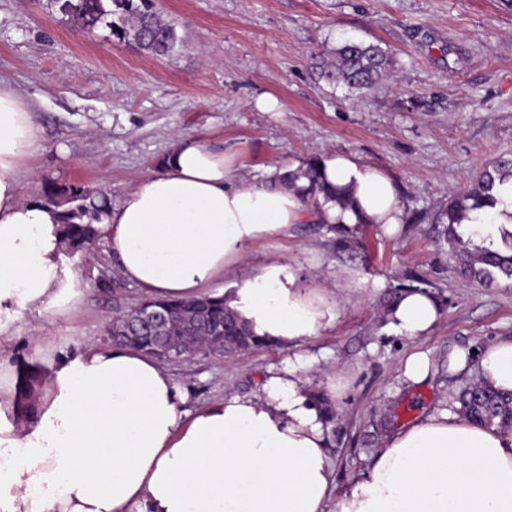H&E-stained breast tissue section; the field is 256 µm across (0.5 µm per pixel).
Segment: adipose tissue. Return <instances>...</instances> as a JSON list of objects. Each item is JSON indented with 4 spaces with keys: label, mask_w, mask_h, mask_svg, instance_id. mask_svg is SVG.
<instances>
[{
    "label": "adipose tissue",
    "mask_w": 512,
    "mask_h": 512,
    "mask_svg": "<svg viewBox=\"0 0 512 512\" xmlns=\"http://www.w3.org/2000/svg\"><path fill=\"white\" fill-rule=\"evenodd\" d=\"M39 148L26 102L0 81V335L21 311H63L83 296L63 257L61 207L20 197ZM238 168L234 153L179 138L156 172L107 206L98 232L145 296L222 294L255 335L293 351L332 328L344 300L275 259L245 268L247 247L298 224L347 236L373 224L393 236L406 204L385 170L351 154L315 160V194L299 163L258 183ZM493 194L494 207L456 227L490 251L512 234V178ZM440 313L434 295L409 288L385 318L418 339ZM474 357L478 381L512 392V337ZM46 364L49 381L31 399L0 381V409L18 417L0 423V455L22 453L0 477V512H512V427L435 410L391 432L370 472L342 489L328 451L335 379L316 391L289 365L260 394L188 412L183 389L139 349L91 343Z\"/></svg>",
    "instance_id": "1"
}]
</instances>
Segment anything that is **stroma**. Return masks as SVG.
<instances>
[{"mask_svg": "<svg viewBox=\"0 0 512 512\" xmlns=\"http://www.w3.org/2000/svg\"><path fill=\"white\" fill-rule=\"evenodd\" d=\"M181 41L158 58L112 37L75 29L53 0H0V78L25 98L42 150L26 164L23 199L44 182L131 190L173 147L195 136L234 152L242 177L328 152L353 154L397 182L408 218L398 236L367 226L343 242L332 226L296 225L292 236L248 248L246 267L272 259L316 268L324 287L358 270L333 328L298 354L276 345L231 355L163 361L193 410L225 393H258L268 373L294 365L312 382L343 388L330 453L337 484L368 471L388 432L453 399L475 381L450 367L453 350H480L512 336V280L466 283L433 215L479 168L512 153V5L506 0H157ZM375 43L392 77L364 99L320 80L314 55L347 41ZM64 256L85 286L65 314L21 312L0 358L13 368L87 342H109L113 319L143 293L119 275L103 239ZM107 287H100V280ZM441 302L432 332L411 341L384 313L402 288ZM341 288V287H340ZM430 359L423 383L404 376L409 354Z\"/></svg>", "mask_w": 512, "mask_h": 512, "instance_id": "stroma-1", "label": "stroma"}]
</instances>
